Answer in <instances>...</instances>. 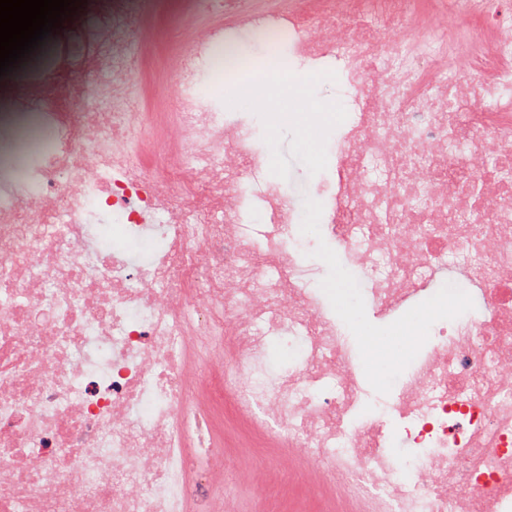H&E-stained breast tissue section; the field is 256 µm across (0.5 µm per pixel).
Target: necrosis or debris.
I'll use <instances>...</instances> for the list:
<instances>
[{"instance_id": "obj_1", "label": "necrosis or debris", "mask_w": 512, "mask_h": 512, "mask_svg": "<svg viewBox=\"0 0 512 512\" xmlns=\"http://www.w3.org/2000/svg\"><path fill=\"white\" fill-rule=\"evenodd\" d=\"M145 3L87 0L0 77V512H217L203 488L233 465L229 420L296 449L316 512H512V0H187L176 16L336 59L331 236L381 313L440 280L478 310L436 322L370 414L305 217L255 121L203 93L223 27L160 60ZM272 336L301 342L299 367L269 371Z\"/></svg>"}]
</instances>
